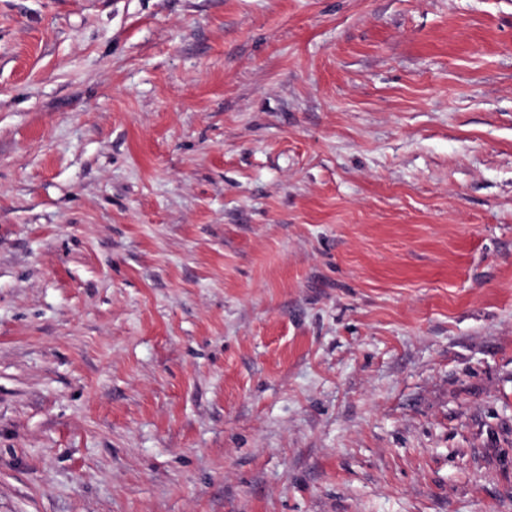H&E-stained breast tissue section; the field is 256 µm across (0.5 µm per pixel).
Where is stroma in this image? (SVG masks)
I'll return each mask as SVG.
<instances>
[{
    "label": "stroma",
    "instance_id": "1",
    "mask_svg": "<svg viewBox=\"0 0 512 512\" xmlns=\"http://www.w3.org/2000/svg\"><path fill=\"white\" fill-rule=\"evenodd\" d=\"M0 512H512V0H0Z\"/></svg>",
    "mask_w": 512,
    "mask_h": 512
}]
</instances>
